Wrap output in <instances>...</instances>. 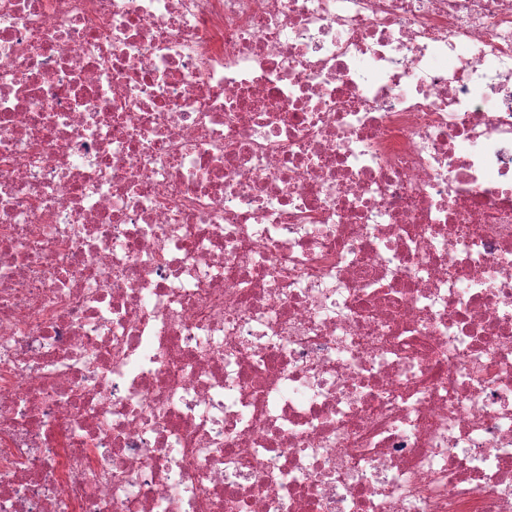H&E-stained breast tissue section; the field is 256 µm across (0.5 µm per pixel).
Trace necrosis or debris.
Here are the masks:
<instances>
[{"instance_id":"4bbe7bcc","label":"necrosis or debris","mask_w":512,"mask_h":512,"mask_svg":"<svg viewBox=\"0 0 512 512\" xmlns=\"http://www.w3.org/2000/svg\"><path fill=\"white\" fill-rule=\"evenodd\" d=\"M0 512H512V0H0Z\"/></svg>"}]
</instances>
